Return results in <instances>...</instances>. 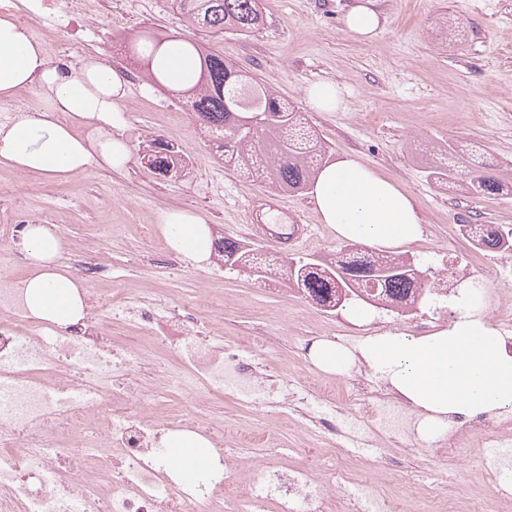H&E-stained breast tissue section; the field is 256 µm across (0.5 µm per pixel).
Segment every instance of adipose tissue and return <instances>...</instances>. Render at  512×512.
<instances>
[{
    "instance_id": "ef3b65f1",
    "label": "adipose tissue",
    "mask_w": 512,
    "mask_h": 512,
    "mask_svg": "<svg viewBox=\"0 0 512 512\" xmlns=\"http://www.w3.org/2000/svg\"><path fill=\"white\" fill-rule=\"evenodd\" d=\"M174 37L162 48L157 68L173 90L185 87L197 66ZM36 88L37 113L18 111L0 123V167L62 180L95 164L119 170L132 157L123 138L129 79L95 57L72 67L53 63L29 26L0 14V101ZM308 194L321 223L338 238L393 248L417 239L422 218L409 196L358 159L346 156L325 165ZM171 249L196 263L212 252V232L197 212L167 209L155 216ZM66 242L55 225H27L21 248L31 272L23 281L27 309L36 320L61 326L82 322L81 283L60 257ZM447 328L429 336L385 332L365 338L357 350L323 339L309 358L325 373L344 376L358 363L387 380L420 409V439L442 433L449 417H473L512 408V351L468 299Z\"/></svg>"
}]
</instances>
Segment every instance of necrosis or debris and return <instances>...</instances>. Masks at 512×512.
Listing matches in <instances>:
<instances>
[{
	"instance_id": "necrosis-or-debris-1",
	"label": "necrosis or debris",
	"mask_w": 512,
	"mask_h": 512,
	"mask_svg": "<svg viewBox=\"0 0 512 512\" xmlns=\"http://www.w3.org/2000/svg\"><path fill=\"white\" fill-rule=\"evenodd\" d=\"M14 225L0 227V512H399L398 503L367 482L349 492L347 462L357 451L386 453L403 447L417 421L382 385L358 379L345 412L325 389L305 379L274 377L241 344L207 327L188 328L161 300L125 297L113 304L96 289L83 291V323L59 326L28 316L21 260L9 241ZM135 325L178 354L168 375L171 393L197 400L231 397L291 416L336 458L328 480L312 483L305 470L257 468L249 496L226 485L221 472L242 451L212 437L209 470L176 477L165 464L160 423L116 413L115 399L141 396V366L119 354L109 334L113 319ZM497 432L483 460L490 482L512 466V420L487 417L428 439L438 457L455 459L481 430Z\"/></svg>"
}]
</instances>
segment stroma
Masks as SVG:
<instances>
[{"instance_id":"35a3bbf8","label":"stroma","mask_w":512,"mask_h":512,"mask_svg":"<svg viewBox=\"0 0 512 512\" xmlns=\"http://www.w3.org/2000/svg\"><path fill=\"white\" fill-rule=\"evenodd\" d=\"M358 0H262L263 26L249 35L209 37L188 29L172 0H112L107 12L48 16L35 36L52 62L78 64L102 57L130 80L125 137L133 158L123 170L92 166L63 181L0 168V225L34 222L62 226L70 250L92 253L111 265L89 287L121 297L157 296L216 327L240 344L268 339L256 359L276 375L320 378L323 387L346 401L355 376L319 371L308 359L312 342L327 338L350 344L384 332L426 336L448 326L434 294L416 310L379 311L364 323L346 311H325L282 279H261L229 269L218 257L196 263L168 247L154 217L164 209H190L204 216L214 239L232 237L251 244L245 226L253 218L276 217L285 224H309L313 235L283 250L268 242L270 254L333 261L343 245L320 223L308 193H283L255 183L217 161L194 112L176 93L153 83L129 58L126 45L141 32L183 36L211 46L264 86L299 108L327 146L333 162L350 155L408 193L422 219V236L401 248L428 281L447 275L463 258L471 284L493 289L497 301L484 314L496 322V305L512 308V266L492 267L464 236L467 224L512 229V0H371L379 15L375 33L362 39L347 32L343 18ZM329 80L344 90L345 106L317 112L304 88ZM177 145L188 166L180 178L146 168L139 154L147 141ZM473 144L507 183L493 198L467 194L459 184L441 186L427 176L433 154L447 145ZM146 412L156 417L200 418L222 427L224 444L250 437L246 460L283 470L309 468L323 476L334 467L324 448L312 444L303 426L285 415L258 413L231 399L196 403L165 390L173 351L145 345ZM484 439L475 435L454 461L413 452L391 453L376 466L361 465L360 476L378 475L386 491L414 512H467L471 504L493 507L502 490L475 465Z\"/></svg>"}]
</instances>
